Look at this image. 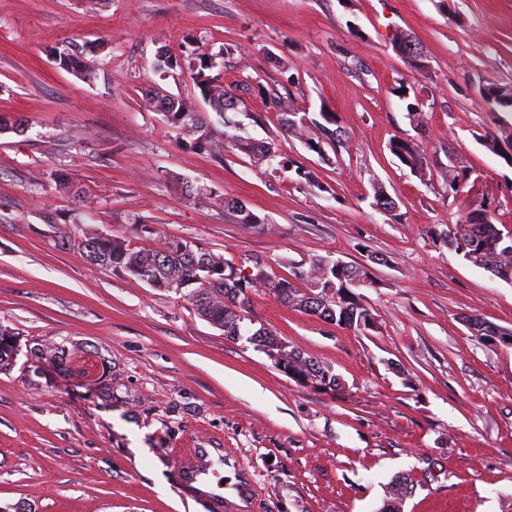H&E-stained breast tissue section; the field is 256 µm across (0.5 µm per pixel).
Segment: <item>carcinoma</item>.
I'll return each mask as SVG.
<instances>
[{"instance_id":"1","label":"carcinoma","mask_w":512,"mask_h":512,"mask_svg":"<svg viewBox=\"0 0 512 512\" xmlns=\"http://www.w3.org/2000/svg\"><path fill=\"white\" fill-rule=\"evenodd\" d=\"M55 62L68 73L89 80L92 71L86 68L84 56L68 49L54 50ZM217 67L216 56L195 51H182L172 56L171 62H154V69L163 74L189 71L199 93L211 82L221 81L218 74L212 73ZM187 102L180 96H172L169 111L163 113L168 124L186 134L183 145L198 151L213 152L215 124L225 128L238 126L234 119L222 116L211 119L209 113H200L201 124L205 129L193 131L178 120L180 109ZM320 119L313 120L321 137L307 142L308 148L325 154V147L335 146L337 130L331 128L336 123L331 112L319 113ZM234 149L252 158L268 155L275 157L274 144L257 141L240 135L232 136ZM392 153L412 171L421 173L427 165L426 157L419 147L410 140L397 139L391 143ZM166 183L173 186L185 198L195 204L207 203L217 198V193L204 186L195 185L178 174L164 176ZM443 243L462 255L463 259L477 268L494 264L512 273V260L503 262L502 256L512 257V232L503 231L493 224L487 210H470L460 222L448 228L442 237ZM77 247L86 252L93 262L120 270L135 279L149 284L152 288L170 289L171 283L179 281L192 288L190 296L198 313L211 324L224 329V335L232 336L234 322H243L248 314V289L264 285L283 304L298 311L316 316L319 319L348 328L359 327L361 317L368 313L363 307L362 294L356 288H371L374 281L369 269L363 265H351L349 269L359 279L358 284L346 283L341 286L336 264L333 260L319 258L311 262L318 271L314 276L301 269L293 271L292 278H282L266 271L267 265L261 261L254 264L251 272L235 268L224 256L211 250H203L191 241L172 240L161 249L137 247L119 236L91 233L80 237ZM342 297L336 298V292ZM478 339L492 347H512V332L506 333L503 327L472 315ZM16 335L9 328L0 325V371L11 365L14 358Z\"/></svg>"}]
</instances>
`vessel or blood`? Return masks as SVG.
<instances>
[{
	"label": "vessel or blood",
	"instance_id": "vessel-or-blood-1",
	"mask_svg": "<svg viewBox=\"0 0 512 512\" xmlns=\"http://www.w3.org/2000/svg\"><path fill=\"white\" fill-rule=\"evenodd\" d=\"M177 457L186 490L206 498L213 512H244L254 492V480L240 469L234 455L221 448H183ZM226 468L237 470V481L215 488L214 478Z\"/></svg>",
	"mask_w": 512,
	"mask_h": 512
}]
</instances>
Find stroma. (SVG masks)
I'll list each match as a JSON object with an SVG mask.
<instances>
[{"label": "stroma", "mask_w": 512, "mask_h": 512, "mask_svg": "<svg viewBox=\"0 0 512 512\" xmlns=\"http://www.w3.org/2000/svg\"><path fill=\"white\" fill-rule=\"evenodd\" d=\"M399 30L427 72L396 54ZM164 45L231 47L225 90L252 88L234 118L275 144L271 164L184 148L147 108L152 85L202 101L188 74L154 70ZM56 47L81 52L92 79L58 69ZM490 84L512 87V0H0V115L25 127L0 133V324L20 340L0 371V507L210 512L180 486L174 451L194 447L236 455L255 480L251 512H379L399 476L414 484L402 512H512V348L463 320L512 328V284L440 238L469 207L512 230V115L484 102ZM265 87L309 117L335 113L336 147L309 150L312 126L282 133ZM398 138L421 146L424 173L392 154ZM454 166L466 191L448 185ZM59 167L73 191L53 183ZM166 171L242 200L261 224L185 200ZM377 185L395 212L376 207ZM82 210L96 231L132 236L139 220L154 233L135 245L189 240L246 270L366 265L371 329L248 292L253 327L343 389L299 385L185 293L90 265L56 222ZM469 318L481 342L492 347H512V329L490 323L477 315H470ZM502 330H511V333L498 332Z\"/></svg>", "instance_id": "obj_1"}]
</instances>
